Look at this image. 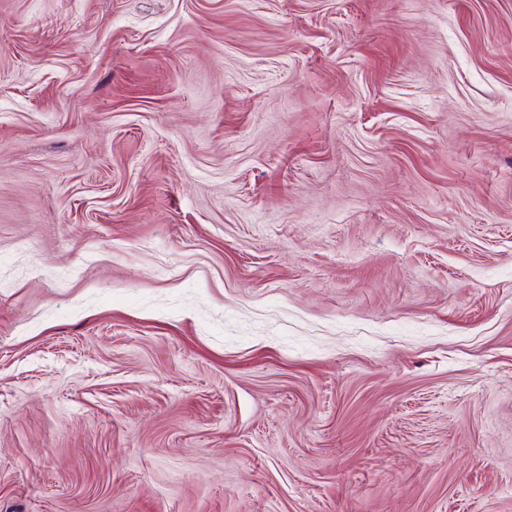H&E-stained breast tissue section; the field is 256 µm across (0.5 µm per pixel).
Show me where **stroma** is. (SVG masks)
<instances>
[{
    "mask_svg": "<svg viewBox=\"0 0 512 512\" xmlns=\"http://www.w3.org/2000/svg\"><path fill=\"white\" fill-rule=\"evenodd\" d=\"M0 512H512V0H0Z\"/></svg>",
    "mask_w": 512,
    "mask_h": 512,
    "instance_id": "1",
    "label": "stroma"
}]
</instances>
